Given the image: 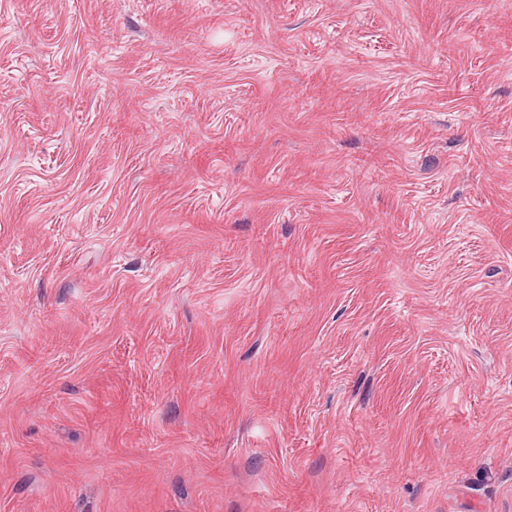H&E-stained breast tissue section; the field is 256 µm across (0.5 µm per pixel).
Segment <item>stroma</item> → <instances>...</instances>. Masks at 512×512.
<instances>
[{"mask_svg":"<svg viewBox=\"0 0 512 512\" xmlns=\"http://www.w3.org/2000/svg\"><path fill=\"white\" fill-rule=\"evenodd\" d=\"M0 512H512V0H0Z\"/></svg>","mask_w":512,"mask_h":512,"instance_id":"35a3bbf8","label":"stroma"}]
</instances>
